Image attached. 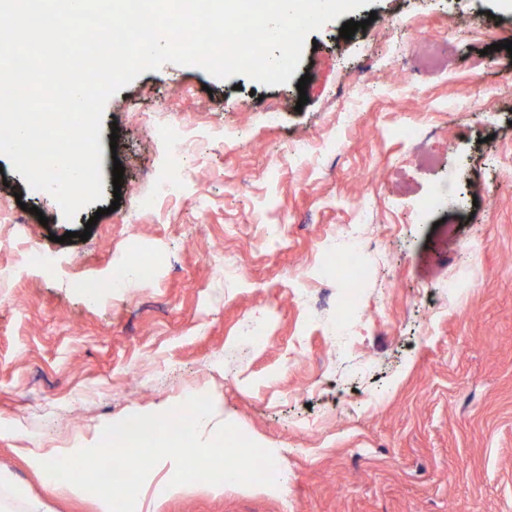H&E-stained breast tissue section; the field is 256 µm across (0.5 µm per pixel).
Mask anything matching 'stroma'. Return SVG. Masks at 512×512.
<instances>
[{
	"mask_svg": "<svg viewBox=\"0 0 512 512\" xmlns=\"http://www.w3.org/2000/svg\"><path fill=\"white\" fill-rule=\"evenodd\" d=\"M311 37L284 85L167 63L112 95L104 197L75 220L0 156V210L24 224L0 237V469L51 512L96 509L53 495L28 452L189 389L214 404L204 437L233 423L273 453L278 484L169 497L163 467L146 512H512V0H372ZM178 119L224 137L173 177L156 141ZM440 193L457 209L421 211ZM349 229L372 248L366 317L341 349L299 266ZM29 244L51 259L21 278ZM140 251L160 257L152 278L129 271Z\"/></svg>",
	"mask_w": 512,
	"mask_h": 512,
	"instance_id": "obj_1",
	"label": "stroma"
}]
</instances>
